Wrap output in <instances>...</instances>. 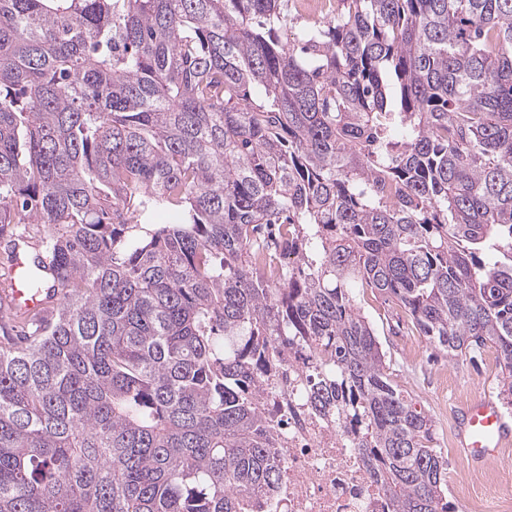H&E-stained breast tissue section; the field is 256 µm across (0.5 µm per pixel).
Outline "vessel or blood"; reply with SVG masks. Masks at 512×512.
Here are the masks:
<instances>
[{
    "instance_id": "b4317fda",
    "label": "vessel or blood",
    "mask_w": 512,
    "mask_h": 512,
    "mask_svg": "<svg viewBox=\"0 0 512 512\" xmlns=\"http://www.w3.org/2000/svg\"><path fill=\"white\" fill-rule=\"evenodd\" d=\"M44 304V298L27 293L14 282L0 292V306L14 313L38 309ZM511 439L512 424L499 403L487 394H477L457 416L456 451L459 458L471 465L490 463Z\"/></svg>"
}]
</instances>
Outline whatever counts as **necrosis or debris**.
Here are the masks:
<instances>
[{"label":"necrosis or debris","mask_w":512,"mask_h":512,"mask_svg":"<svg viewBox=\"0 0 512 512\" xmlns=\"http://www.w3.org/2000/svg\"><path fill=\"white\" fill-rule=\"evenodd\" d=\"M307 352H289L265 375L260 409L277 420L282 464L277 494L263 512H393L359 449L350 447L335 421L311 411L305 398Z\"/></svg>","instance_id":"1"}]
</instances>
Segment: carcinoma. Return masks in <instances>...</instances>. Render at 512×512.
Listing matches in <instances>:
<instances>
[{"instance_id": "obj_1", "label": "carcinoma", "mask_w": 512, "mask_h": 512, "mask_svg": "<svg viewBox=\"0 0 512 512\" xmlns=\"http://www.w3.org/2000/svg\"><path fill=\"white\" fill-rule=\"evenodd\" d=\"M283 2L0 0V244L38 225L61 293L0 308V512H261L286 346L393 512H448L367 288L494 345L512 405V0H343L286 41Z\"/></svg>"}]
</instances>
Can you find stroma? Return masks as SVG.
Masks as SVG:
<instances>
[{"label": "stroma", "mask_w": 512, "mask_h": 512, "mask_svg": "<svg viewBox=\"0 0 512 512\" xmlns=\"http://www.w3.org/2000/svg\"><path fill=\"white\" fill-rule=\"evenodd\" d=\"M365 313L385 331L380 343L390 359V380L432 419L435 444L448 461L449 471L464 469L455 454L454 412L478 392H498L501 369L493 349L468 359L452 357L427 337L411 331L404 313L379 294L366 297Z\"/></svg>", "instance_id": "1"}]
</instances>
